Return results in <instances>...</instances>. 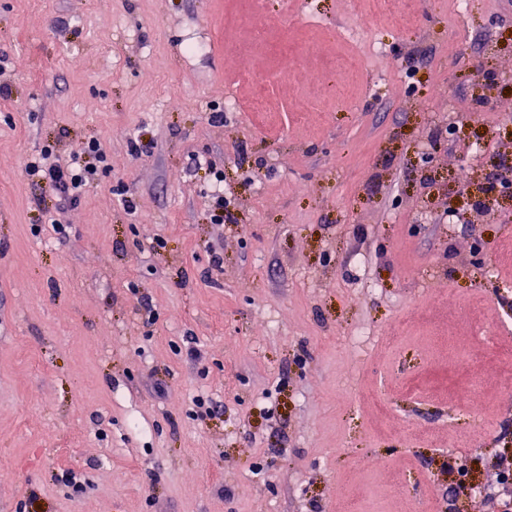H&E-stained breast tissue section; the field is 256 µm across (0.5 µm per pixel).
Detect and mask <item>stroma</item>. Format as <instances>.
Returning a JSON list of instances; mask_svg holds the SVG:
<instances>
[{
    "instance_id": "stroma-1",
    "label": "stroma",
    "mask_w": 512,
    "mask_h": 512,
    "mask_svg": "<svg viewBox=\"0 0 512 512\" xmlns=\"http://www.w3.org/2000/svg\"><path fill=\"white\" fill-rule=\"evenodd\" d=\"M364 25L384 54L338 42ZM1 54L0 512H490L512 189L472 205L512 160V0H0ZM92 138L55 233L24 163ZM207 169L210 170L211 179V190H210V201L209 211L211 213V221L214 224H224V222L231 221V213L228 210L230 201L224 197V179L222 172L217 170L216 167L209 161L207 162Z\"/></svg>"
}]
</instances>
